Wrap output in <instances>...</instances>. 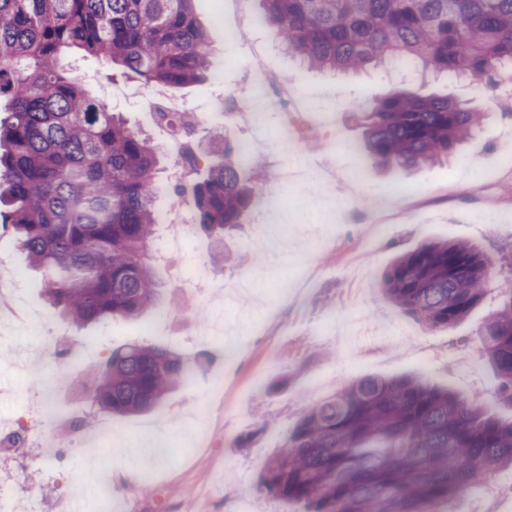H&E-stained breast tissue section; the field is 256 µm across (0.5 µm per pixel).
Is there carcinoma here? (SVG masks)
Returning a JSON list of instances; mask_svg holds the SVG:
<instances>
[{
  "mask_svg": "<svg viewBox=\"0 0 512 512\" xmlns=\"http://www.w3.org/2000/svg\"><path fill=\"white\" fill-rule=\"evenodd\" d=\"M193 0H0V201L18 243L44 280L50 307L70 325L162 311L149 253L161 232L158 150L70 75L81 50L124 76L171 88L209 76L210 44ZM258 25L310 66L358 71L404 65L452 83L493 88L512 73V0H261ZM362 149L408 171L454 153L484 113L450 94L399 91L356 101ZM168 127L178 164L204 170L175 183L200 229L220 243L260 201L263 179L245 144L224 137L211 154L191 145L193 121ZM484 257L467 242H427L398 256L382 291L423 327L450 329L489 292ZM502 399L512 405V282L474 330ZM196 362L168 346L132 344L95 373L91 401L114 417L150 410L193 377ZM279 451L256 487L307 512H431L481 485L480 473L512 471V421L446 387L411 377H361L306 405L278 431Z\"/></svg>",
  "mask_w": 512,
  "mask_h": 512,
  "instance_id": "1",
  "label": "carcinoma"
}]
</instances>
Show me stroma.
<instances>
[{
	"mask_svg": "<svg viewBox=\"0 0 512 512\" xmlns=\"http://www.w3.org/2000/svg\"><path fill=\"white\" fill-rule=\"evenodd\" d=\"M259 8L258 0H244L239 7L232 0H193L209 37L213 76L168 90L167 95L185 102L189 113L197 116L192 141L198 153H205L213 137L224 132L252 144L265 166V187H274L284 154L298 168L319 165L334 170L336 177H313L290 187L288 202L299 209L303 220L289 225L287 235L278 241L288 253L286 265L270 266L267 250L255 240L253 223L241 225L220 254L212 239L197 229L182 252L155 265L167 304L181 310L177 320L167 322L148 312L135 320L117 318L80 330L63 326L65 337L83 334L99 345L89 359L73 358L70 350L60 348L58 357L41 372L43 380H55L60 404L78 415L98 411L84 390L89 369L100 368L113 350L125 345L162 340L198 360L200 368L192 381L154 410L113 419L114 433L123 446L109 455L65 448L56 459L46 460L38 451H30L23 462V482L0 478V494L9 496L19 510L27 505L28 488L34 487L42 491L48 512H53L62 493L81 492L80 481L63 478L77 469L117 483L112 512H128L132 506L137 512H193L199 501L205 502L206 512H234L240 500L250 501L253 512H304L302 503L255 490L252 484L273 452L274 430L292 425L321 379L335 387L363 376L421 375L479 404L496 419L512 420V405L500 398L494 371L479 358L472 341L475 327L497 308V292L488 293L454 328L427 330L402 316L379 288L382 272L397 256L429 240L477 244L491 280L502 284L512 279V169L504 170L493 183L481 182V171L493 160L497 143L512 136V80L502 79L495 91L488 92L466 80L449 85L440 77L387 74L373 68L349 74L310 69L286 54L269 29L251 28ZM229 27L241 28L244 40L227 42ZM255 45L263 49L266 71L297 94L331 93L332 124L310 122L296 135L285 131L275 114L263 130L253 128L243 104L252 77L238 58ZM70 62L73 76L92 97L159 145L163 175L171 177L178 151L162 146L166 134L155 124L154 98L146 92L136 98H110V90L132 88V81L113 75L111 63L101 58L79 54ZM403 87L452 94L482 109L487 118L447 158L404 174L378 169L351 148L360 141L362 127L350 105ZM311 135L319 141L317 148L305 143ZM391 188L401 190L402 196L389 236L372 245L362 243L366 218L375 214V202ZM193 255L202 262L200 280L229 285L224 314L237 325L234 341L245 353L241 370L225 368L223 354L194 335L199 314L211 313L212 308L209 299L184 294L176 286L181 268ZM0 259L10 271L8 287L25 305L47 310L41 274L29 266L11 227L3 223ZM387 322L406 330L403 355L386 362L365 359L362 349L375 340L378 326ZM38 350L33 332L0 316V378L21 392L20 401H0V418L15 412L19 402L35 397L29 375L13 373L11 365L17 357ZM471 359L476 374L461 380L450 365ZM217 371L224 374V390L214 394L209 381ZM287 371L297 372V384L272 388V381ZM257 374L263 375L266 386L256 392L252 378ZM261 418L268 422L269 433L241 450L242 436ZM161 441L172 443L176 453L156 469L149 483H142L141 469L127 463L126 451Z\"/></svg>",
	"mask_w": 512,
	"mask_h": 512,
	"instance_id": "stroma-1",
	"label": "stroma"
}]
</instances>
